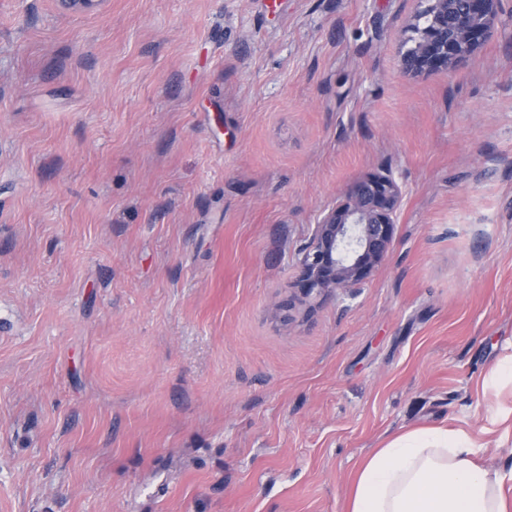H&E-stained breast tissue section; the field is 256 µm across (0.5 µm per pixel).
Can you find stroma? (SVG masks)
<instances>
[{
	"instance_id": "stroma-1",
	"label": "stroma",
	"mask_w": 512,
	"mask_h": 512,
	"mask_svg": "<svg viewBox=\"0 0 512 512\" xmlns=\"http://www.w3.org/2000/svg\"><path fill=\"white\" fill-rule=\"evenodd\" d=\"M429 0H0V512H347L420 427L512 466V0L405 74ZM387 260L284 309L316 215ZM390 172L352 182L313 225L291 282L293 300L307 301L346 291L367 280L387 259L403 200Z\"/></svg>"
}]
</instances>
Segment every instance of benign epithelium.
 I'll use <instances>...</instances> for the list:
<instances>
[{
	"mask_svg": "<svg viewBox=\"0 0 512 512\" xmlns=\"http://www.w3.org/2000/svg\"><path fill=\"white\" fill-rule=\"evenodd\" d=\"M107 0H59L64 12L100 9ZM431 0L429 21L415 47L401 58L411 74L447 71L472 57L490 35L500 0ZM403 188L389 172L352 182L313 225L291 282L290 300L307 301L346 291L367 280L387 259L403 200Z\"/></svg>",
	"mask_w": 512,
	"mask_h": 512,
	"instance_id": "benign-epithelium-1",
	"label": "benign epithelium"
}]
</instances>
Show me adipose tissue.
Returning <instances> with one entry per match:
<instances>
[{"mask_svg": "<svg viewBox=\"0 0 512 512\" xmlns=\"http://www.w3.org/2000/svg\"><path fill=\"white\" fill-rule=\"evenodd\" d=\"M481 446L443 427L410 430L368 453L349 512H512V468H483Z\"/></svg>", "mask_w": 512, "mask_h": 512, "instance_id": "adipose-tissue-1", "label": "adipose tissue"}]
</instances>
